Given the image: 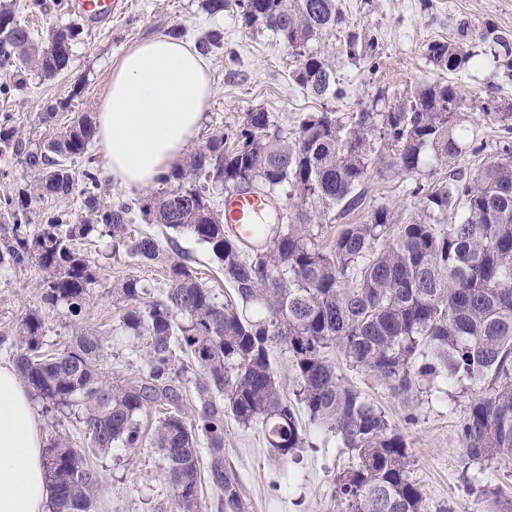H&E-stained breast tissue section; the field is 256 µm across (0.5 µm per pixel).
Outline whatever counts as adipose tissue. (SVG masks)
I'll list each match as a JSON object with an SVG mask.
<instances>
[{"label":"adipose tissue","instance_id":"1","mask_svg":"<svg viewBox=\"0 0 512 512\" xmlns=\"http://www.w3.org/2000/svg\"><path fill=\"white\" fill-rule=\"evenodd\" d=\"M212 94L206 59L184 41L164 34L127 51L96 115L113 174L153 184L196 134ZM47 500L40 422L14 369L0 364V512H45Z\"/></svg>","mask_w":512,"mask_h":512}]
</instances>
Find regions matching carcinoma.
Listing matches in <instances>:
<instances>
[{
	"mask_svg": "<svg viewBox=\"0 0 512 512\" xmlns=\"http://www.w3.org/2000/svg\"><path fill=\"white\" fill-rule=\"evenodd\" d=\"M235 7L247 29L267 31L291 50L293 81L323 100L345 95L336 65L312 42L342 23L336 0H205L210 15ZM486 45L476 53L447 40L428 43L425 57L439 71L469 66L489 82L512 77V38L486 24L474 29ZM71 31L46 35L0 4V65H21L44 77L68 69ZM208 55L224 46L211 29L196 40ZM351 60L378 55L379 42L358 32L343 44ZM384 109H378L379 104ZM468 109L451 82L419 81L390 103L377 95L345 116L327 108L308 112L290 135L269 132V114L246 113L239 128L218 134L156 179L157 195L106 205L99 202V159L90 151L96 124L80 113L57 133L29 148L0 116V155L19 161L26 184L0 198V266L34 265L43 271L44 304L80 315L97 282L98 266L77 247L89 237H108L138 261L166 267L158 296L137 276L117 293L124 304L122 329L147 337V370L124 385L104 381L97 361L103 337L75 333L61 352L43 350L44 322L22 320L15 334L16 366L43 400L76 406L91 452L115 443L139 448L146 442L138 419L147 407L162 416L151 444L162 453L166 477L180 512H204L202 484L219 497L222 512H248L238 477L224 465V416L249 428L261 424L267 444L286 457L313 445L284 402L270 347L284 348L295 371V397L325 435L356 454L359 463L336 476L341 512H422L423 493L409 476L404 435L385 413L342 383L336 351L353 369L373 373L410 404L437 388L450 373L480 389L459 429L463 457L477 464L512 462V112L493 97L479 111L502 131L490 161L469 175L451 171L433 186L415 183L418 218L397 219L380 205L347 224L328 248L308 238V226L336 210L343 219L364 205L363 185L385 164L399 178L418 173L427 152L441 161L468 150H486L474 130L461 124ZM79 168L86 215L45 209L40 228L30 229L31 204L44 196L66 197ZM253 191L269 201L285 200L279 230L260 228L253 247L229 231L219 192ZM149 217L204 244L235 296L219 299L200 282L192 259L168 250L172 238L131 233L134 214ZM183 353L194 369L199 406L185 416L172 358ZM208 462L201 470L199 448ZM50 512H94L99 482L80 448L49 443L44 463Z\"/></svg>",
	"mask_w": 512,
	"mask_h": 512,
	"instance_id": "carcinoma-1",
	"label": "carcinoma"
}]
</instances>
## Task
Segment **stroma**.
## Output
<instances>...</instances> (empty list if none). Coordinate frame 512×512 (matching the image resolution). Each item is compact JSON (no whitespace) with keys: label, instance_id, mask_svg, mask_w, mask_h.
<instances>
[{"label":"stroma","instance_id":"obj_1","mask_svg":"<svg viewBox=\"0 0 512 512\" xmlns=\"http://www.w3.org/2000/svg\"><path fill=\"white\" fill-rule=\"evenodd\" d=\"M202 0H127L123 13L104 27L92 26L80 14L62 9L59 0H17L39 32L49 26L72 28L71 62L61 75L47 79L36 72L16 73L0 68V83L10 82L9 98H0V114L9 113L20 137L29 143L53 138L65 121L77 112L97 114L113 66L134 45L179 28L182 39L194 43L204 32L220 29L224 46L208 58L209 76L215 88L197 136L187 145L194 152L217 134L241 125L245 112H269L274 127L294 131L308 112L321 108L293 82L295 62L288 48L265 32L246 30L235 8L210 15ZM345 22L336 33L316 42L318 50L332 55L347 88L345 98L332 102V109L357 112L377 93L386 98L401 94L422 79L438 80L442 74L429 65L424 46L435 39L462 43L478 49L471 32L489 23L512 35V0H336ZM377 36L380 56L377 67L353 61L342 52L347 32ZM453 81L469 109L465 117L487 145L498 141L500 131L485 121L478 105L495 97L500 108L512 107V78L497 79L489 89L485 74L465 71ZM57 115L44 123L40 115L49 109ZM483 156L463 154L452 161L428 158L418 179H399L393 174L371 173L364 184L365 204L383 203L398 217L414 215L410 190L415 182L437 184L449 171L473 172ZM174 249L196 262L208 287L217 295L230 293L222 273L206 247L187 233L175 235ZM85 252L95 253L100 270L97 282L80 316L65 307L43 303L39 283L42 272L34 266L0 271V362H14L19 349L14 334L29 313L42 316L45 342L61 350L75 332L93 329L104 337L98 361L107 382L122 384L139 377L147 360L145 339L130 338L118 323L123 305L114 290L127 276L135 275L152 287H161L166 272L161 264L143 263L123 253H113L104 238L85 243ZM345 384L361 392L381 409L401 432L410 448V475L423 492L422 512H512V466L492 464L484 482L470 481L458 438L459 424L475 393L467 385L449 380L443 393L420 394L412 404L394 396L386 384L370 372L340 366ZM42 422L44 442L56 439L73 448H87L84 429L75 418L62 415L40 398L32 400ZM312 444L282 458L268 447L260 427L245 429L233 418L224 420V464L238 477L250 512H337L338 472L355 465L356 459L337 445L322 446L319 428L304 421ZM99 473L97 512H177L176 498L168 484L164 461L151 444L139 448H115L94 457Z\"/></svg>","mask_w":512,"mask_h":512}]
</instances>
